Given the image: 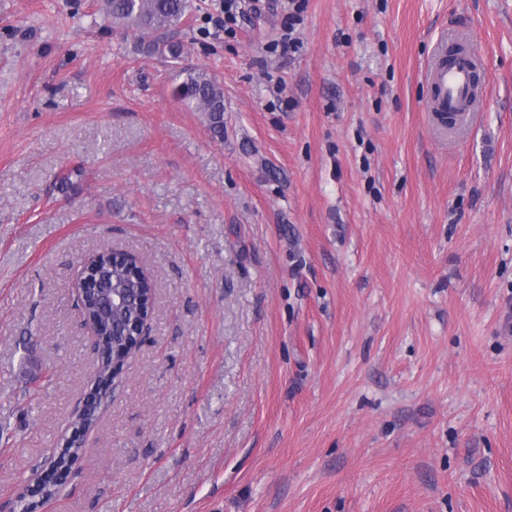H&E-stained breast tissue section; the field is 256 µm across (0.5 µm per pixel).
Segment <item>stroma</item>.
<instances>
[{
	"instance_id": "1",
	"label": "stroma",
	"mask_w": 512,
	"mask_h": 512,
	"mask_svg": "<svg viewBox=\"0 0 512 512\" xmlns=\"http://www.w3.org/2000/svg\"><path fill=\"white\" fill-rule=\"evenodd\" d=\"M220 15L180 32L218 140L99 0H0V507L94 382L77 282L114 249L154 310L35 512H512V0ZM456 41L485 81L448 133ZM443 54L428 73L430 82V109L433 116L441 122L448 112H462L466 118L471 107L464 108L472 98L479 95V71L482 63L470 51L459 56L457 62L448 67ZM475 78L478 86L475 85ZM176 93L186 106L207 114L208 126L216 139L224 137V90L204 69H176Z\"/></svg>"
}]
</instances>
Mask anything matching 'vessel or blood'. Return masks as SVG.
<instances>
[{"mask_svg":"<svg viewBox=\"0 0 512 512\" xmlns=\"http://www.w3.org/2000/svg\"><path fill=\"white\" fill-rule=\"evenodd\" d=\"M482 63L471 52H464L454 65L437 61L428 73L430 109L435 118L463 111L479 88L475 83Z\"/></svg>","mask_w":512,"mask_h":512,"instance_id":"b4317fda","label":"vessel or blood"}]
</instances>
